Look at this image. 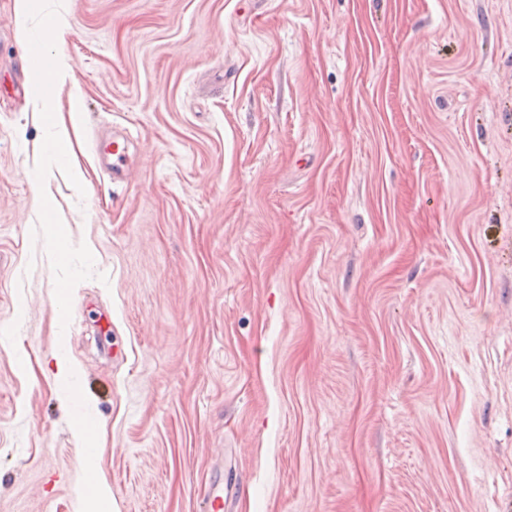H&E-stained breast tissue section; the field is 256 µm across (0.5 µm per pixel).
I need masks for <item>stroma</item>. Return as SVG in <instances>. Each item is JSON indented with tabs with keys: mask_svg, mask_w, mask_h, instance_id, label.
I'll return each instance as SVG.
<instances>
[{
	"mask_svg": "<svg viewBox=\"0 0 512 512\" xmlns=\"http://www.w3.org/2000/svg\"><path fill=\"white\" fill-rule=\"evenodd\" d=\"M33 2L23 41L0 0V512H199L228 448L235 512H512V0ZM129 141L128 134H118L113 135L111 141L101 143L98 146L99 152L107 158L112 185L122 183L127 179Z\"/></svg>",
	"mask_w": 512,
	"mask_h": 512,
	"instance_id": "obj_1",
	"label": "stroma"
}]
</instances>
